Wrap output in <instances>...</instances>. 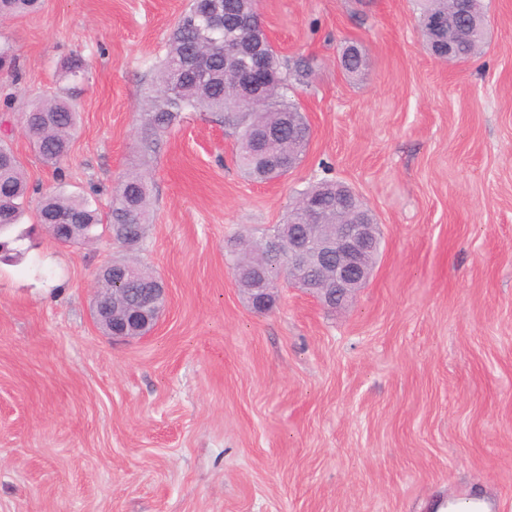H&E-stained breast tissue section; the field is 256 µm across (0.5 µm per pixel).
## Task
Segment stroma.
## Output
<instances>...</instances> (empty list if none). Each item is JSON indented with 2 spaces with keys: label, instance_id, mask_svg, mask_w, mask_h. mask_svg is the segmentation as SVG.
I'll use <instances>...</instances> for the list:
<instances>
[{
  "label": "stroma",
  "instance_id": "stroma-1",
  "mask_svg": "<svg viewBox=\"0 0 512 512\" xmlns=\"http://www.w3.org/2000/svg\"><path fill=\"white\" fill-rule=\"evenodd\" d=\"M188 0H41L0 20V139L30 202L58 185L108 209L120 176L150 177L136 249L62 247L26 213L0 262V512H433L487 495L512 512V0H486L487 44L463 63L425 48L411 0H259L312 129L275 182L236 166L222 116L160 133L143 113ZM366 65L338 66L349 42ZM88 70L61 167L21 117ZM323 179L348 184L382 244L344 310L280 285L243 300L226 245L283 223ZM151 269L168 302L154 333L105 336L99 268ZM254 269L258 270L256 266H254ZM256 270L250 271L246 275V283L242 282L239 284V282H237L240 288H245L246 284L249 287L251 293L249 303L251 307L257 312H265L275 304L276 290L278 287L277 283L263 280L260 288H252L254 276L259 275Z\"/></svg>",
  "mask_w": 512,
  "mask_h": 512
}]
</instances>
